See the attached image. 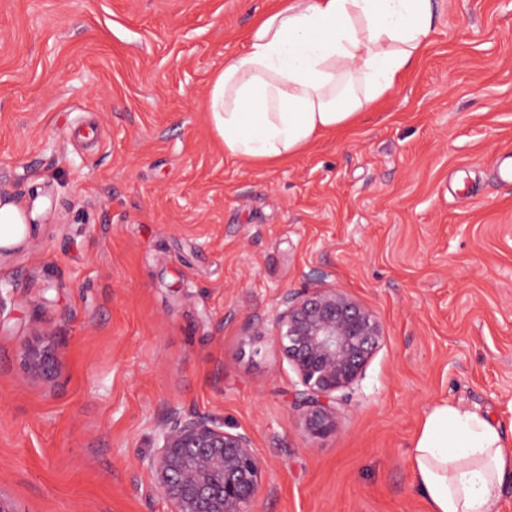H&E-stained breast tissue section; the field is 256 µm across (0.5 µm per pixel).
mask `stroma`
Masks as SVG:
<instances>
[{
	"mask_svg": "<svg viewBox=\"0 0 512 512\" xmlns=\"http://www.w3.org/2000/svg\"><path fill=\"white\" fill-rule=\"evenodd\" d=\"M274 4L0 0V198L29 224L0 257V496L23 512H170L139 460L173 403L252 435L254 512H427L409 451L441 400L512 435V0H436L374 110L258 166L206 106ZM320 285L386 339L315 438L269 329ZM23 356L28 370L37 377L49 378L58 364V357L53 350L38 342L25 346Z\"/></svg>",
	"mask_w": 512,
	"mask_h": 512,
	"instance_id": "1",
	"label": "stroma"
}]
</instances>
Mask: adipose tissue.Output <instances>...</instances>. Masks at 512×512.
Wrapping results in <instances>:
<instances>
[{"instance_id": "ef3b65f1", "label": "adipose tissue", "mask_w": 512, "mask_h": 512, "mask_svg": "<svg viewBox=\"0 0 512 512\" xmlns=\"http://www.w3.org/2000/svg\"><path fill=\"white\" fill-rule=\"evenodd\" d=\"M432 17V0H280L211 86L225 154L272 164L351 126L419 59ZM410 463L429 512H498L512 438L480 409L444 400L426 413Z\"/></svg>"}]
</instances>
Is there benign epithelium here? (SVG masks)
<instances>
[{
  "mask_svg": "<svg viewBox=\"0 0 512 512\" xmlns=\"http://www.w3.org/2000/svg\"><path fill=\"white\" fill-rule=\"evenodd\" d=\"M271 340L297 375L298 407L317 438L334 430L329 402L361 377L385 340L380 320L341 288L284 293L271 320ZM24 362L48 378L58 357L39 343ZM156 450L139 461L170 512H252L262 490L264 462L251 434L229 431L209 414L170 405L153 425Z\"/></svg>",
  "mask_w": 512,
  "mask_h": 512,
  "instance_id": "7a95c632",
  "label": "benign epithelium"
}]
</instances>
